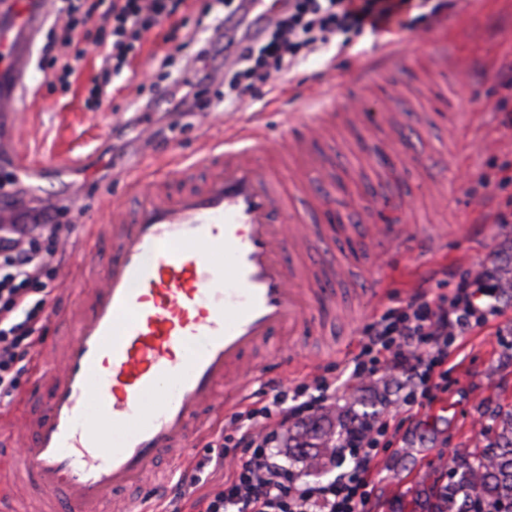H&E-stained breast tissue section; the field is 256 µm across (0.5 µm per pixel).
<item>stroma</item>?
<instances>
[{
    "mask_svg": "<svg viewBox=\"0 0 512 512\" xmlns=\"http://www.w3.org/2000/svg\"><path fill=\"white\" fill-rule=\"evenodd\" d=\"M448 22L467 30L466 36L452 40L454 54L469 64L462 77L437 69L430 55L432 45L445 36ZM163 34L156 28L146 35L141 53L112 76L107 98L95 111L85 98L88 80L100 68L97 56L80 62L65 89L50 86L38 64L30 66L34 79L24 93L20 149L31 161L75 160L63 181L43 182L41 189H28L25 195L32 213L64 206L70 199L77 205L65 215L74 231L60 267L42 278L55 308L72 307L96 286L87 268L110 254L111 241L90 229L83 216L98 213L105 203L127 201L131 177L123 168L130 157L138 159V174L161 179L172 162L194 163L205 144L223 139L232 125H261L271 146L283 149L281 134L289 113L308 111L310 98L322 101L334 94L351 71L369 63L379 40L369 32L352 36L348 45L312 55L291 75L280 77L275 91L259 90L247 111H216L208 128L190 115L165 139L145 144L140 126L130 123L127 108L135 86H148L156 79L158 60L167 50ZM394 41L406 70L390 84H372L359 94L370 108L369 120L389 111L420 118L418 130L433 160V173L409 169L401 175L399 190L410 203L409 225L436 238L439 245L425 268L414 253L395 251L384 290L372 303L358 292L364 271L353 268L343 286L345 319L331 323L324 335L292 339L309 355L292 370L298 379L349 358L358 342L349 328L361 327L406 298L427 271L446 268L473 274L481 262L512 252V229L480 223L475 200L467 193L479 177L497 179L502 164L512 165V130L503 127L504 115L496 110L503 102L512 111V87H504L501 77L502 68L512 66V0H463L447 20L418 19ZM333 140L336 151L328 158V171L337 189L349 192L364 208H375L382 189L380 170L347 132H336ZM449 362L453 370L443 401L419 411L406 440L396 442L395 454L378 461L373 481L380 512H432L433 493L448 483L450 475L440 453H464L493 444L501 417L512 410V332L488 329L465 337Z\"/></svg>",
    "mask_w": 512,
    "mask_h": 512,
    "instance_id": "stroma-1",
    "label": "stroma"
}]
</instances>
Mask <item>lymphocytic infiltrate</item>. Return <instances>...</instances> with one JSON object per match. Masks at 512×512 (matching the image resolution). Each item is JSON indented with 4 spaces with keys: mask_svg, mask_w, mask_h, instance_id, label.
Wrapping results in <instances>:
<instances>
[{
    "mask_svg": "<svg viewBox=\"0 0 512 512\" xmlns=\"http://www.w3.org/2000/svg\"><path fill=\"white\" fill-rule=\"evenodd\" d=\"M185 0H50L54 30L40 48L42 60L54 66L69 58L57 80L67 84L73 62L87 52L73 45L70 34L90 19L99 22L92 38L102 60L87 104H103L111 72L129 65L144 36L168 25L172 47L159 68V94L136 92L132 112L165 113L170 125L180 117L210 108L202 90L223 82L225 109L246 107L256 85L274 86L283 74L308 56L334 45L346 33H378L409 28L410 14L421 8L432 17L455 12L459 0H282L271 17L251 14V0H224L222 11L205 5L202 38L176 41L182 22L176 13ZM73 228L55 213L42 211L30 224L0 226V397L13 396L17 377L28 371L42 343L39 311L28 308V287L52 266L56 245L67 244ZM52 249H42V242ZM506 269L483 267L476 275H459L454 283L439 280V293L413 291L398 305L386 307L359 330L358 351L347 360V381L361 385L397 381L394 410L377 417L352 416L334 434L322 463L327 477L303 478L299 459L288 451L294 428L335 410V379L317 375L311 381L270 380L257 400L231 414L224 447L212 463L223 473L197 497L194 512H373L372 473L388 452L403 423L397 411L430 407L448 389V358L455 343L483 330L512 309V290L503 288ZM24 320H17L18 311Z\"/></svg>",
    "mask_w": 512,
    "mask_h": 512,
    "instance_id": "lymphocytic-infiltrate-1",
    "label": "lymphocytic infiltrate"
}]
</instances>
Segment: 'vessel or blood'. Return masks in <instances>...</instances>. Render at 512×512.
I'll list each match as a JSON object with an SVG mask.
<instances>
[{
    "instance_id": "vessel-or-blood-1",
    "label": "vessel or blood",
    "mask_w": 512,
    "mask_h": 512,
    "mask_svg": "<svg viewBox=\"0 0 512 512\" xmlns=\"http://www.w3.org/2000/svg\"><path fill=\"white\" fill-rule=\"evenodd\" d=\"M48 0H0V41L12 54L10 88L0 89V127L16 126L32 48ZM401 65L384 44L372 70L354 84L385 78ZM352 100L328 112L288 116L289 172L277 168L261 144L259 127L244 145L225 142L182 168L178 184L135 178L130 204L116 205L100 228L112 239L98 284L62 317L67 341L59 365L36 352L24 414L9 427L29 435L17 466L25 484L59 512H89L111 501L113 512H150L161 458L183 464L199 440L259 377L258 355L275 336L313 327L318 310L310 289L346 278L347 264L324 250L325 235L302 224L291 200L330 209L336 191L326 177L321 147L330 132L358 125ZM400 114H380L368 135L385 154ZM0 153L17 173L31 176L14 139ZM421 255L430 239L405 224L383 223L361 258L373 270L364 293L377 300L393 250ZM291 253L307 256L288 263Z\"/></svg>"
}]
</instances>
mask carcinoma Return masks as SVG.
<instances>
[{"instance_id": "obj_1", "label": "carcinoma", "mask_w": 512, "mask_h": 512, "mask_svg": "<svg viewBox=\"0 0 512 512\" xmlns=\"http://www.w3.org/2000/svg\"><path fill=\"white\" fill-rule=\"evenodd\" d=\"M345 414L335 419L322 418L324 424L314 423L298 435V448H325L333 424L341 423ZM454 470L458 479L448 483V496L440 504L439 512H468L467 499L474 495L479 501L512 512V413L505 414L496 433L495 449L469 451L461 455Z\"/></svg>"}]
</instances>
